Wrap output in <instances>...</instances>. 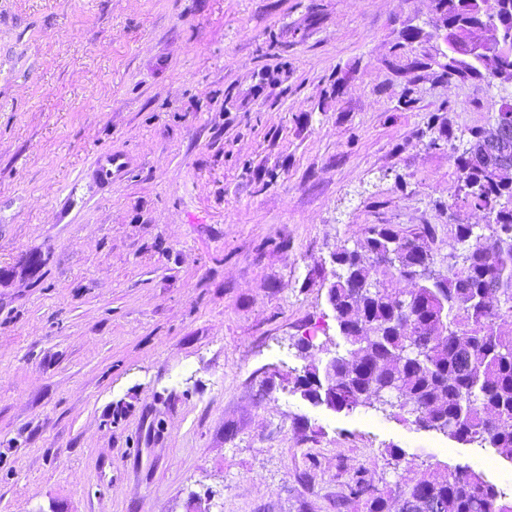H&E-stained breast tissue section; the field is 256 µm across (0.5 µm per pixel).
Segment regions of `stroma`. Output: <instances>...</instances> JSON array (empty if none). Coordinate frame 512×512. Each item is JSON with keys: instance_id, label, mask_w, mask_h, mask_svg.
<instances>
[{"instance_id": "35a3bbf8", "label": "stroma", "mask_w": 512, "mask_h": 512, "mask_svg": "<svg viewBox=\"0 0 512 512\" xmlns=\"http://www.w3.org/2000/svg\"><path fill=\"white\" fill-rule=\"evenodd\" d=\"M435 0H0V512H361L512 460L294 383L343 350L334 255L487 220ZM131 160L94 175L104 151ZM403 452L401 460L390 449Z\"/></svg>"}]
</instances>
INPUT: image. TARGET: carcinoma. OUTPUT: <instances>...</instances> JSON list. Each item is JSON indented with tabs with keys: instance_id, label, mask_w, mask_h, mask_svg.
I'll use <instances>...</instances> for the list:
<instances>
[{
	"instance_id": "obj_1",
	"label": "carcinoma",
	"mask_w": 512,
	"mask_h": 512,
	"mask_svg": "<svg viewBox=\"0 0 512 512\" xmlns=\"http://www.w3.org/2000/svg\"><path fill=\"white\" fill-rule=\"evenodd\" d=\"M448 23V40L460 59L451 73L480 74L468 61L465 40L477 19L500 27L509 43L495 69L512 72V0H436ZM461 201L487 211L494 223L483 232L455 226L449 254L455 268L442 269L430 224L404 230L393 224L368 228L358 249L336 253V281L328 301L346 345L324 370L296 379L304 396L331 407L396 410L414 423L462 443L512 451V178L494 176L455 157ZM412 279L403 295L393 284ZM347 499L365 512H512V499L463 467L380 488L353 481Z\"/></svg>"
}]
</instances>
